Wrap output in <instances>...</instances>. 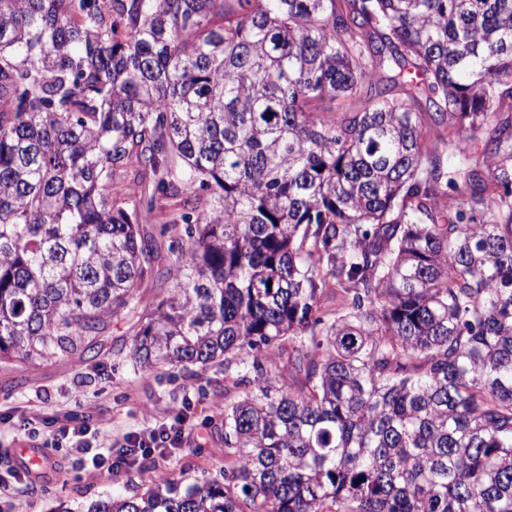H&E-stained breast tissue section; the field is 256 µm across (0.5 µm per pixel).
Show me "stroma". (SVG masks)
I'll return each mask as SVG.
<instances>
[{"mask_svg":"<svg viewBox=\"0 0 512 512\" xmlns=\"http://www.w3.org/2000/svg\"><path fill=\"white\" fill-rule=\"evenodd\" d=\"M131 338L124 321H113L96 359L70 357L36 365L0 361V448H42L49 439L48 421L76 413L89 414L101 445L121 442L128 434L186 418L181 449L168 457L150 455L144 467L124 466L112 476L87 462L70 460L69 449L57 459L64 470L38 484L11 482L0 489V512H87L108 496L129 495L163 474L189 479L218 476L224 464V369L164 372L135 367L128 357ZM27 417L32 432H22L15 419Z\"/></svg>","mask_w":512,"mask_h":512,"instance_id":"1","label":"stroma"}]
</instances>
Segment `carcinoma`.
<instances>
[{
  "mask_svg": "<svg viewBox=\"0 0 512 512\" xmlns=\"http://www.w3.org/2000/svg\"><path fill=\"white\" fill-rule=\"evenodd\" d=\"M115 318L248 391L90 512H512V0H0V358Z\"/></svg>",
  "mask_w": 512,
  "mask_h": 512,
  "instance_id": "obj_1",
  "label": "carcinoma"
}]
</instances>
